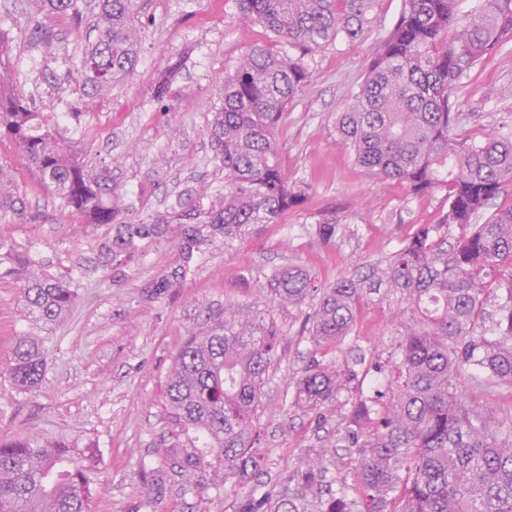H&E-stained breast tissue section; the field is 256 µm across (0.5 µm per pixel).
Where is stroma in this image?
Returning a JSON list of instances; mask_svg holds the SVG:
<instances>
[{
    "label": "stroma",
    "mask_w": 512,
    "mask_h": 512,
    "mask_svg": "<svg viewBox=\"0 0 512 512\" xmlns=\"http://www.w3.org/2000/svg\"><path fill=\"white\" fill-rule=\"evenodd\" d=\"M60 15L45 17L48 44L30 46L26 0H0V32L8 39L0 75L16 92L58 116L61 127L84 148L89 172L109 170L123 195L128 220L165 212L188 189L224 190V172L212 160L208 137L223 104L224 78L255 45L280 51L263 26L242 20L238 0H142L143 29L135 72L103 97L82 105L75 65L87 45V25ZM403 0H378L375 21L364 36L318 49L309 60L311 80L288 108L279 131L281 166L289 184L306 187L304 202L278 223L258 224L245 235L217 242L183 283L164 294L150 284L177 258L174 247L148 248L120 268L106 265L101 245L110 229L86 224L60 210L8 139L9 158L32 219L0 220V239L30 255L53 275L80 280L79 296L66 320L46 328L27 317L21 285L0 276V441L24 437L64 440L100 450L99 490L92 512H237L253 484L295 478L301 461L324 454L323 484L352 483L359 453L329 447L351 396L314 413L293 406L296 382L313 361H340L355 371L390 360L400 327L392 299L365 305L350 336L323 350L304 327L313 301L294 305L277 298L267 274L291 264L330 285L358 262L397 250L416 224L436 223L448 203L443 193L411 195L397 181L377 183L356 165L350 148L336 140L343 111L380 41L394 27ZM183 68L167 97L154 85L168 63ZM460 115L456 140L483 139L512 123V43L476 67L454 97ZM339 226L330 245L316 225ZM268 309L279 329L276 359L265 379L256 415L265 466L254 483L221 494L198 492L194 479L164 467L165 385L172 359L205 311L227 304ZM42 338L47 368L35 392L15 390L8 362L16 336ZM162 471L166 489L151 495L150 476Z\"/></svg>",
    "instance_id": "stroma-1"
}]
</instances>
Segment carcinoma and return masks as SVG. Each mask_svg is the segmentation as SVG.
I'll use <instances>...</instances> for the list:
<instances>
[{
  "instance_id": "obj_1",
  "label": "carcinoma",
  "mask_w": 512,
  "mask_h": 512,
  "mask_svg": "<svg viewBox=\"0 0 512 512\" xmlns=\"http://www.w3.org/2000/svg\"><path fill=\"white\" fill-rule=\"evenodd\" d=\"M29 39L47 41L42 12L82 17L78 0H30ZM377 0H239L243 18L288 45L284 52L251 49L224 81V103L209 130L214 160L224 167V196L178 195L161 215L123 220V196L112 177L92 175L78 143L0 78V138L37 173L62 210L88 224L112 226L102 250L114 263L151 246H176L177 261L151 284L163 294L191 273L196 255L275 224L300 205L305 189L288 184L278 133L291 100L310 80L317 49L356 39L374 22ZM139 0H99L96 37L77 67L78 91L93 100L134 70L139 55ZM512 41V0H404L394 29L381 41L364 79L336 118V139L378 179L406 184L413 195L445 192L448 211L420 224L404 246L362 262L321 288L298 265L273 271L271 291L290 303L316 299L309 333L319 347L339 346L361 306L384 288L402 304L401 337L374 394L359 392L343 418L340 440L360 449L354 484L331 491L319 512H512V426L463 398L462 379L477 389L512 383V205L483 223L491 200L512 184V125L487 138L457 141L451 94L470 72ZM26 203L13 167L0 160V216H22ZM459 229L452 247L442 230ZM336 224L316 226L333 244ZM0 267L22 282L27 316L45 327L62 321L79 282L36 267L0 241ZM494 299L495 310L487 309ZM278 348L268 310L224 308L207 314L173 358L165 401L166 463L199 478L203 489L235 488L262 469L254 417ZM42 341L22 336L9 359L11 385L36 390L45 372ZM358 378L339 363L315 362L298 380L292 405L317 411ZM95 447L22 438L0 443V512H90ZM308 463L288 483L247 496L238 512H300L320 486Z\"/></svg>"
}]
</instances>
